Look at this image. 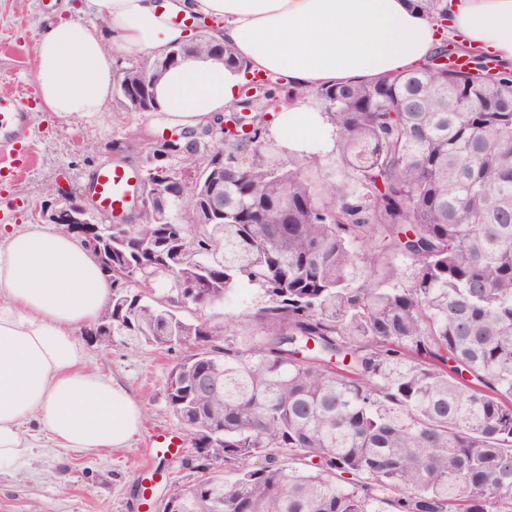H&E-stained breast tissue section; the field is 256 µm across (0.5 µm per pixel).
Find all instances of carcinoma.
Returning <instances> with one entry per match:
<instances>
[{
	"label": "carcinoma",
	"instance_id": "carcinoma-1",
	"mask_svg": "<svg viewBox=\"0 0 512 512\" xmlns=\"http://www.w3.org/2000/svg\"><path fill=\"white\" fill-rule=\"evenodd\" d=\"M417 6L447 19L448 0ZM444 52L471 71L315 90L352 187L312 181L315 154L274 157L267 102L285 99L270 80L231 114L250 133L169 143L197 175L224 169V223H195L178 175L175 223L148 208L113 234L112 335L198 342L166 402L200 469L234 465L173 493L177 512H512V67L485 84L490 55ZM162 278L171 295L140 292ZM244 281L267 297L248 344L183 315L177 289L203 308Z\"/></svg>",
	"mask_w": 512,
	"mask_h": 512
}]
</instances>
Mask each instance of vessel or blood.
<instances>
[{
    "label": "vessel or blood",
    "mask_w": 512,
    "mask_h": 512,
    "mask_svg": "<svg viewBox=\"0 0 512 512\" xmlns=\"http://www.w3.org/2000/svg\"><path fill=\"white\" fill-rule=\"evenodd\" d=\"M28 109L24 95H0V172L14 173L29 161L26 145ZM132 182V175L124 168H101L94 179L98 207L115 215L126 212L130 205Z\"/></svg>",
    "instance_id": "1"
}]
</instances>
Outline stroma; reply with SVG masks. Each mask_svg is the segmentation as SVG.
I'll return each instance as SVG.
<instances>
[{"label":"stroma","mask_w":512,"mask_h":512,"mask_svg":"<svg viewBox=\"0 0 512 512\" xmlns=\"http://www.w3.org/2000/svg\"><path fill=\"white\" fill-rule=\"evenodd\" d=\"M62 4L63 0H0V95L33 89L34 45L44 22L60 15ZM135 128L156 143L175 132L161 114L126 111L116 98L97 118L61 116L31 106L27 133L36 164L21 177L0 180V223L13 228L33 224L39 220L35 206L62 193L88 196V175L105 163L146 176L147 166L128 139ZM265 302L262 288L243 282L223 304L199 310L198 315L226 322L242 333L247 314ZM79 341L93 365L129 389L143 412V427L129 447L98 455L54 447L46 433H39L32 459L0 473V512H159L177 487L200 475L190 441H183L182 453L175 458L153 456L148 444L154 433L182 432L167 406L165 386L172 365L189 350L118 343L106 350L88 336ZM146 458L167 474L153 482L148 498L142 495L137 471Z\"/></svg>","instance_id":"stroma-1"}]
</instances>
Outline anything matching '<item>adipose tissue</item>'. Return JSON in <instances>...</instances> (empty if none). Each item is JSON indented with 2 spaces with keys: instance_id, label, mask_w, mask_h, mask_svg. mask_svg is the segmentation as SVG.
I'll use <instances>...</instances> for the list:
<instances>
[{
  "instance_id": "adipose-tissue-1",
  "label": "adipose tissue",
  "mask_w": 512,
  "mask_h": 512,
  "mask_svg": "<svg viewBox=\"0 0 512 512\" xmlns=\"http://www.w3.org/2000/svg\"><path fill=\"white\" fill-rule=\"evenodd\" d=\"M196 15L232 46L247 70L186 57L155 87L168 123L197 128L238 100L248 75H274L293 93L374 81L423 66L443 37L512 63V0H452L439 24L412 0H79L44 23L31 78L41 111L92 117L112 97L117 52L151 57L189 34ZM285 148L306 155L328 138L318 111L282 106ZM112 283L93 253L61 230L30 224L0 231V471L25 461L35 423L54 447L88 454L128 447L143 413L129 390L91 366L76 338L97 322Z\"/></svg>"
}]
</instances>
